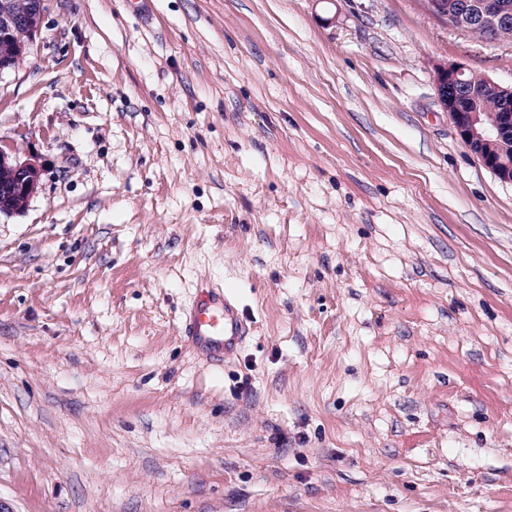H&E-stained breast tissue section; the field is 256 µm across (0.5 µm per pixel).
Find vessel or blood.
Returning <instances> with one entry per match:
<instances>
[{
  "label": "vessel or blood",
  "instance_id": "1",
  "mask_svg": "<svg viewBox=\"0 0 512 512\" xmlns=\"http://www.w3.org/2000/svg\"><path fill=\"white\" fill-rule=\"evenodd\" d=\"M181 333L197 351L219 361L237 351L249 326L246 316L223 292L203 287L182 321Z\"/></svg>",
  "mask_w": 512,
  "mask_h": 512
}]
</instances>
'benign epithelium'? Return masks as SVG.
<instances>
[{
	"instance_id": "7a95c632",
	"label": "benign epithelium",
	"mask_w": 512,
	"mask_h": 512,
	"mask_svg": "<svg viewBox=\"0 0 512 512\" xmlns=\"http://www.w3.org/2000/svg\"><path fill=\"white\" fill-rule=\"evenodd\" d=\"M425 10L437 20L448 22L446 0H424ZM457 26L473 34H484L491 28L512 21L498 0H483L471 12L457 6ZM43 14V0H0V75L16 67L28 53ZM468 69L461 64L434 66V82L438 101L456 128L462 142L500 181L512 184V162L506 158L512 147V86L491 82L500 94L499 109L487 121L478 112L461 106L464 96H474L467 84ZM42 175L34 158L20 160L0 144V215L26 209L37 192Z\"/></svg>"
}]
</instances>
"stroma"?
Masks as SVG:
<instances>
[{
	"label": "stroma",
	"instance_id": "stroma-1",
	"mask_svg": "<svg viewBox=\"0 0 512 512\" xmlns=\"http://www.w3.org/2000/svg\"><path fill=\"white\" fill-rule=\"evenodd\" d=\"M44 0L0 141L6 512H512V185L419 0ZM253 322L222 367L201 283ZM468 71L461 64L435 65L433 77L438 101L442 109L448 112L449 119L468 150L501 182L512 184V162L506 158L508 149L512 147V86L504 87L486 78L499 92L500 100L491 92H485L473 101L463 100L464 105L478 111L472 112L460 103L467 93L474 96L467 84ZM468 81L477 89L486 85L484 77L471 71ZM480 112L496 113L485 122ZM41 175L35 158L13 157L0 141V216L25 210L37 192Z\"/></svg>",
	"mask_w": 512,
	"mask_h": 512
}]
</instances>
